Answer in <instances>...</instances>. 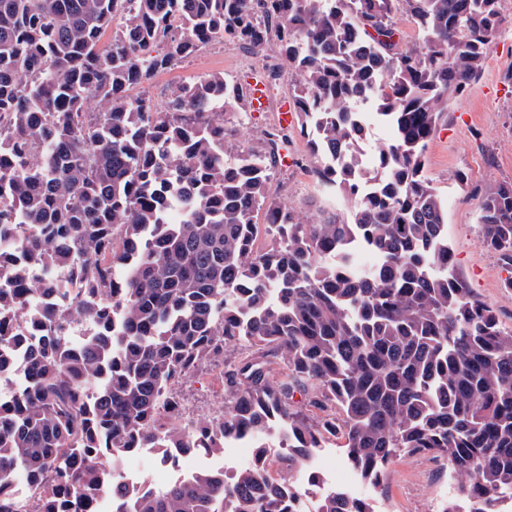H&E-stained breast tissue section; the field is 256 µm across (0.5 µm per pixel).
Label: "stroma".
<instances>
[{"mask_svg": "<svg viewBox=\"0 0 512 512\" xmlns=\"http://www.w3.org/2000/svg\"><path fill=\"white\" fill-rule=\"evenodd\" d=\"M500 8L509 24L487 45L478 79L449 104L428 143L425 173L448 205L447 235L456 272L494 309L503 327L510 329L512 289L505 282L512 278V271L484 246L477 224L482 193L489 186L512 182V0H500ZM279 62L277 50L260 57L239 44L216 40L172 69L157 73L132 94L162 105L170 88L184 79L221 73L240 81ZM289 80V74H281L275 88L268 90L265 111L255 112L246 106L232 116L242 145L265 150L267 131L281 123L277 109L288 97ZM289 134L277 160L271 197L315 220L343 214L338 194L319 180L306 147L307 133L296 125L290 127ZM460 172L467 174V184L457 181ZM176 392L190 420L215 415L224 407V386L214 367L199 369L180 383ZM314 469L326 482L342 476L343 490L367 500L374 512H442L458 491L447 461L427 453L387 464L376 488L358 477L337 440L320 449Z\"/></svg>", "mask_w": 512, "mask_h": 512, "instance_id": "35a3bbf8", "label": "stroma"}]
</instances>
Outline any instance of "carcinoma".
Instances as JSON below:
<instances>
[{
	"label": "carcinoma",
	"mask_w": 512,
	"mask_h": 512,
	"mask_svg": "<svg viewBox=\"0 0 512 512\" xmlns=\"http://www.w3.org/2000/svg\"><path fill=\"white\" fill-rule=\"evenodd\" d=\"M499 2L0 0V237L28 230L26 262L0 249V370L23 342L18 321L39 332L29 379L0 402V512H18L19 479L39 490L37 512H96L102 495L110 512H295L296 492L270 473L262 439L274 432L311 492L310 462L331 436L374 487L394 457L432 453L457 476L464 512H503L512 330L451 271L447 216L424 175L448 103L502 29ZM399 13L422 42L401 46ZM215 39L278 47L298 124L316 131L317 173L349 222L271 199L288 128L258 153L214 112L237 111L243 86L226 95L214 74L173 86L162 107L129 96ZM92 97L101 111H87ZM357 112L392 129L372 170L354 154L368 131ZM479 227L512 270V182L485 190ZM82 323L90 333L74 344L67 330ZM205 363L224 366V413L182 423L173 386ZM245 437L255 451L239 470L112 486L141 448L218 455ZM316 512L372 510L333 494Z\"/></svg>",
	"instance_id": "carcinoma-1"
}]
</instances>
